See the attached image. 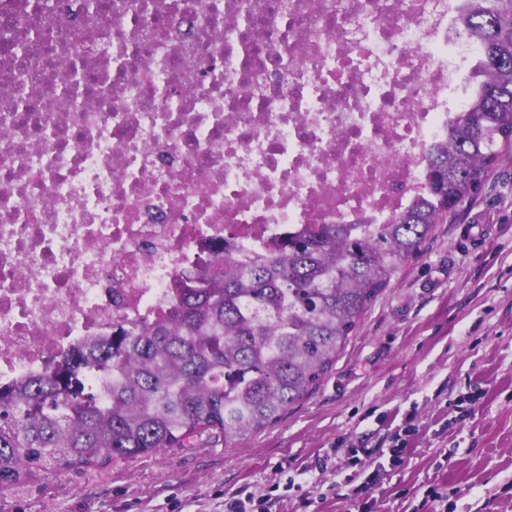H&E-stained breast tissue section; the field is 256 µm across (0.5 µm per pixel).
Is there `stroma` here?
<instances>
[{
  "label": "stroma",
  "instance_id": "35a3bbf8",
  "mask_svg": "<svg viewBox=\"0 0 512 512\" xmlns=\"http://www.w3.org/2000/svg\"><path fill=\"white\" fill-rule=\"evenodd\" d=\"M360 487L373 512H512V149L277 423L232 447L205 436L127 463L38 472L0 488V512H224L241 490L274 497L273 512H348Z\"/></svg>",
  "mask_w": 512,
  "mask_h": 512
}]
</instances>
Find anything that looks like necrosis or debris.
I'll return each instance as SVG.
<instances>
[{"label":"necrosis or debris","mask_w":512,"mask_h":512,"mask_svg":"<svg viewBox=\"0 0 512 512\" xmlns=\"http://www.w3.org/2000/svg\"><path fill=\"white\" fill-rule=\"evenodd\" d=\"M467 0H0V383L179 273L387 224L470 102Z\"/></svg>","instance_id":"obj_1"}]
</instances>
